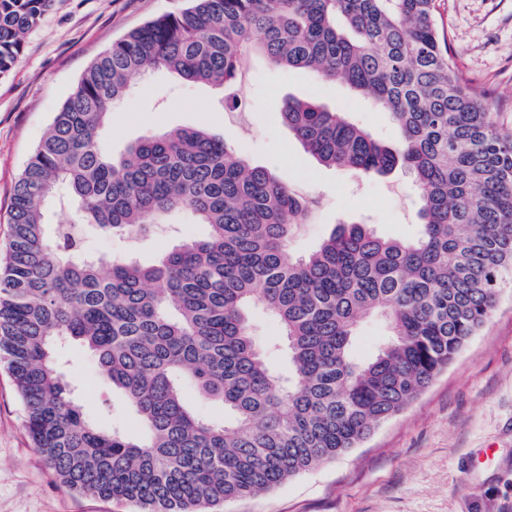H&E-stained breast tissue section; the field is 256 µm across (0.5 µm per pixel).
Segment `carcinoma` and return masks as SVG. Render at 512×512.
<instances>
[{
  "instance_id": "1",
  "label": "carcinoma",
  "mask_w": 512,
  "mask_h": 512,
  "mask_svg": "<svg viewBox=\"0 0 512 512\" xmlns=\"http://www.w3.org/2000/svg\"><path fill=\"white\" fill-rule=\"evenodd\" d=\"M188 2L87 67L15 182L0 258V358L34 447L63 486L135 512H211L357 447L448 368L512 269V131L441 41L436 0ZM51 6L0 0V73ZM250 54L340 80L391 115L387 144L311 98L290 96L282 112L325 167L405 169L421 194L416 239L345 224L290 258L310 202L226 138L196 126L145 135L118 158L103 149L132 76L162 70L234 103ZM179 210L207 234L150 265H107L69 229L124 233ZM258 304L283 341L256 343ZM370 318L386 335L360 359L353 345ZM70 339L95 354L142 436L85 416L59 367ZM188 385L224 417L201 418Z\"/></svg>"
}]
</instances>
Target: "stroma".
<instances>
[{"mask_svg":"<svg viewBox=\"0 0 512 512\" xmlns=\"http://www.w3.org/2000/svg\"><path fill=\"white\" fill-rule=\"evenodd\" d=\"M186 0H55L25 38L15 65L0 74V251L10 226L15 182L46 127L80 76L113 42L145 22L184 8ZM459 69L490 91L499 125L512 128V0H439L436 15ZM116 103L102 144L120 156L147 133L207 126L233 140L249 162L272 170L319 205L288 243L292 256L312 252L338 225L365 224L402 240L420 231V192L403 170L364 176L323 167L293 138L280 115L288 96L310 97L347 113L391 143L387 112L338 81L284 70L260 56L241 70L239 104L221 89L189 85L166 72L134 76ZM170 228L135 241L83 228L86 253L153 263L176 241L207 229L190 211ZM63 371L83 410L104 429L139 434L123 395L101 376L94 354L76 341L61 347ZM224 512H512V273L500 286L490 319L415 401L359 447L269 492L224 505ZM0 512H130L128 505L63 487L25 429L12 377L0 361Z\"/></svg>","mask_w":512,"mask_h":512,"instance_id":"stroma-1","label":"stroma"}]
</instances>
